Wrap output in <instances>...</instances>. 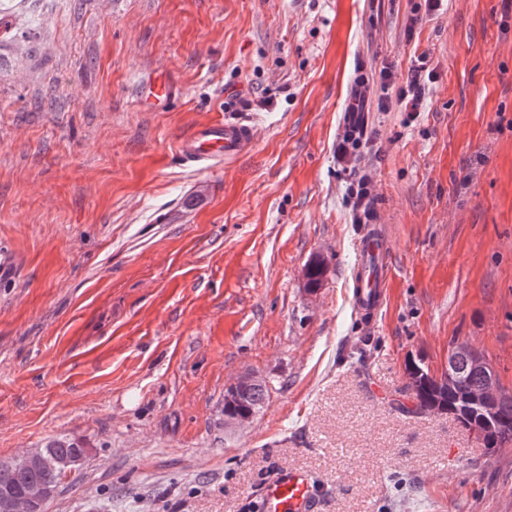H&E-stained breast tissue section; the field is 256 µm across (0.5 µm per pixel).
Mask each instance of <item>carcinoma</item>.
I'll return each instance as SVG.
<instances>
[{
	"label": "carcinoma",
	"instance_id": "cac0c4a2",
	"mask_svg": "<svg viewBox=\"0 0 512 512\" xmlns=\"http://www.w3.org/2000/svg\"><path fill=\"white\" fill-rule=\"evenodd\" d=\"M457 367L460 371V381L457 386L448 385V381L437 379L429 368L421 363L413 362L409 368L414 371L410 383L404 393L414 401L409 408L401 400H395L396 409L405 414L418 415L426 412L432 404L441 407L444 413L466 429L476 433L481 432L479 417L466 416L458 411L463 396L472 390L480 388L485 380L484 372L475 366L469 356V346H459L456 352ZM269 389L262 383L250 393L242 396L236 405V411L257 413L263 407ZM496 424L493 431L482 437L485 447L496 449L512 445V395L499 399L496 409ZM39 452L48 463L32 470H17L7 463L0 462V491L7 490L14 495H20L33 483H40L57 489L65 475L63 461L72 458L77 453L85 452L84 442L71 437H59L49 441Z\"/></svg>",
	"mask_w": 512,
	"mask_h": 512
}]
</instances>
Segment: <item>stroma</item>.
<instances>
[{
    "mask_svg": "<svg viewBox=\"0 0 512 512\" xmlns=\"http://www.w3.org/2000/svg\"><path fill=\"white\" fill-rule=\"evenodd\" d=\"M423 5L0 0V461L88 448L48 512H255L289 465L316 512H512V446L391 406L409 359L439 373L461 344L512 391V0H447L406 36ZM423 53L422 112L377 111L380 68L405 81ZM156 73L178 88L162 109L139 98ZM254 115L238 161L179 157ZM363 177L392 272L367 316ZM247 374L269 395L227 427Z\"/></svg>",
    "mask_w": 512,
    "mask_h": 512,
    "instance_id": "stroma-1",
    "label": "stroma"
}]
</instances>
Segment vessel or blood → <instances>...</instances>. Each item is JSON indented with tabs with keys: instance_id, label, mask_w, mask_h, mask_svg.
Listing matches in <instances>:
<instances>
[{
	"instance_id": "vessel-or-blood-1",
	"label": "vessel or blood",
	"mask_w": 512,
	"mask_h": 512,
	"mask_svg": "<svg viewBox=\"0 0 512 512\" xmlns=\"http://www.w3.org/2000/svg\"><path fill=\"white\" fill-rule=\"evenodd\" d=\"M141 98L152 107H165L175 96L170 80L152 77L142 84ZM253 124L216 121L199 127L181 139L179 152L190 165L207 168L218 162L237 159L254 144ZM390 246L381 228L375 227L360 238L353 269V301L357 310L370 314L378 310L390 285ZM317 486L311 475L298 468H281L272 474L257 493L258 512H313Z\"/></svg>"
}]
</instances>
